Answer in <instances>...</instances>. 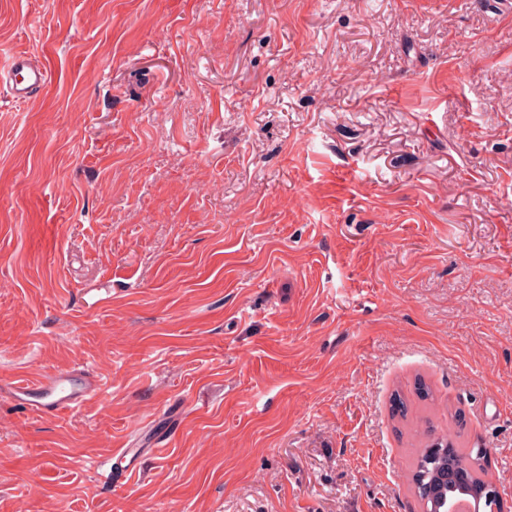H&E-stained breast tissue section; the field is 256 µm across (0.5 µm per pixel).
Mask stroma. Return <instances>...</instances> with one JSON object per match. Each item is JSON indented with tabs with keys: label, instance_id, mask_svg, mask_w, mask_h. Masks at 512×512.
<instances>
[{
	"label": "stroma",
	"instance_id": "1",
	"mask_svg": "<svg viewBox=\"0 0 512 512\" xmlns=\"http://www.w3.org/2000/svg\"><path fill=\"white\" fill-rule=\"evenodd\" d=\"M20 50L0 512H421L396 393L512 502V0H0ZM50 80L51 74L44 61L26 51L13 53L6 64L0 66V86L18 103L32 98ZM10 397L30 414L50 418L81 406L98 390L96 375L74 368L50 372L37 379L18 378L9 385Z\"/></svg>",
	"mask_w": 512,
	"mask_h": 512
}]
</instances>
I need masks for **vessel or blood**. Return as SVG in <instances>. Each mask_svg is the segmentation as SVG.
Wrapping results in <instances>:
<instances>
[{"instance_id": "obj_1", "label": "vessel or blood", "mask_w": 512, "mask_h": 512, "mask_svg": "<svg viewBox=\"0 0 512 512\" xmlns=\"http://www.w3.org/2000/svg\"><path fill=\"white\" fill-rule=\"evenodd\" d=\"M51 80L41 59L20 51L10 55L0 66V87L11 99L24 102L36 95ZM98 389L96 376L88 370L74 368L50 372L36 379L19 378L9 385V394L30 414L49 418L81 406Z\"/></svg>"}]
</instances>
